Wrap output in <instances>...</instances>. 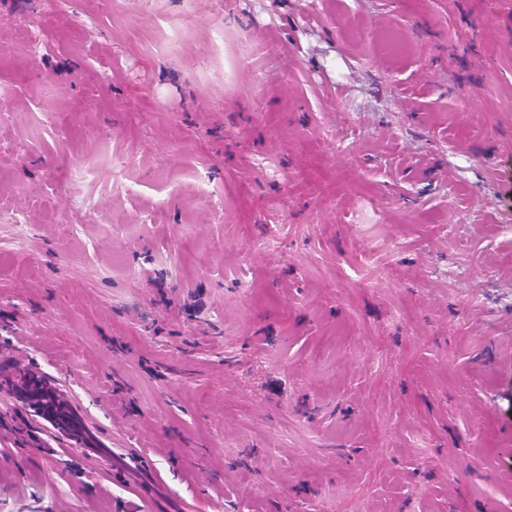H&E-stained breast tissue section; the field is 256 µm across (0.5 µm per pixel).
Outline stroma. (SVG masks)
<instances>
[{"instance_id": "1", "label": "stroma", "mask_w": 512, "mask_h": 512, "mask_svg": "<svg viewBox=\"0 0 512 512\" xmlns=\"http://www.w3.org/2000/svg\"><path fill=\"white\" fill-rule=\"evenodd\" d=\"M1 86L0 405L193 512H512V0H0ZM140 506L0 418V512ZM152 473L151 462L137 455L129 454L121 448L112 449L113 479H121L129 493L143 503V511H153L152 503L156 498L155 480H142L138 474Z\"/></svg>"}]
</instances>
